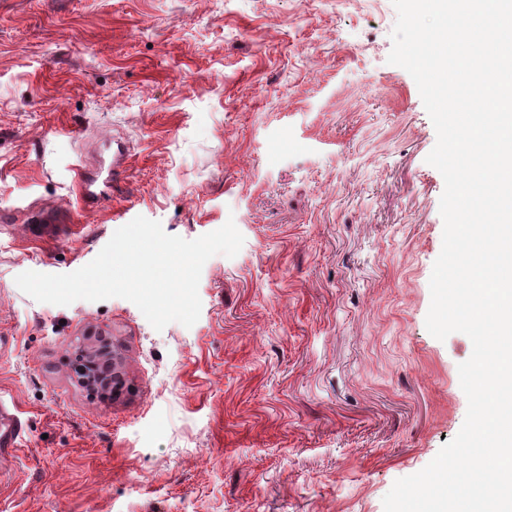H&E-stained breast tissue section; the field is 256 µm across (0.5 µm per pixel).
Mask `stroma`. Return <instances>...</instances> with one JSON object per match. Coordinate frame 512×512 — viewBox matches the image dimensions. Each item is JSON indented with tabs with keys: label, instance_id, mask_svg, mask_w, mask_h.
I'll use <instances>...</instances> for the list:
<instances>
[{
	"label": "stroma",
	"instance_id": "35a3bbf8",
	"mask_svg": "<svg viewBox=\"0 0 512 512\" xmlns=\"http://www.w3.org/2000/svg\"><path fill=\"white\" fill-rule=\"evenodd\" d=\"M392 0H0V406L23 438L0 512H384L461 429L470 339L426 329L442 248L437 135L388 64ZM136 156L79 225L73 167ZM143 216L245 238L192 327L122 298L40 303L15 278L90 263ZM126 392L90 400L76 336ZM32 224H78V212L62 214L51 207L40 208L32 217ZM79 348L86 357L85 381L97 388H105L110 380L123 378L124 360L114 349L104 346L97 337L90 333L81 336L78 341Z\"/></svg>",
	"mask_w": 512,
	"mask_h": 512
}]
</instances>
